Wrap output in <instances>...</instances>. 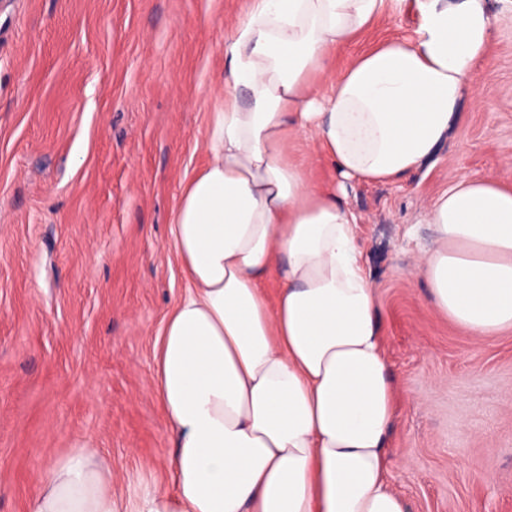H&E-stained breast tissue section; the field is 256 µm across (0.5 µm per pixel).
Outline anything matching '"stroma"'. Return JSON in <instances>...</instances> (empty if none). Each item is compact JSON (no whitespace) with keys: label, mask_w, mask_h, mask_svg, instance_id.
Here are the masks:
<instances>
[{"label":"stroma","mask_w":512,"mask_h":512,"mask_svg":"<svg viewBox=\"0 0 512 512\" xmlns=\"http://www.w3.org/2000/svg\"><path fill=\"white\" fill-rule=\"evenodd\" d=\"M247 0H0V512H30L44 467L92 441L120 475L167 483L155 344L184 279L168 242ZM435 156L356 187L410 512H512V332L474 340L418 274L424 208L464 173L512 183V10ZM386 9L353 52L409 35Z\"/></svg>","instance_id":"obj_1"}]
</instances>
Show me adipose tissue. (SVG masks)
<instances>
[{
	"label": "adipose tissue",
	"instance_id": "ef3b65f1",
	"mask_svg": "<svg viewBox=\"0 0 512 512\" xmlns=\"http://www.w3.org/2000/svg\"><path fill=\"white\" fill-rule=\"evenodd\" d=\"M418 26L337 67L386 0H250L224 38L205 163L169 244L186 288L156 343L171 483L77 443L30 512H409L391 486L396 385L349 189L430 160L496 30L484 0H414ZM331 174L317 182L295 143ZM430 303L475 340L512 330V187L462 175L428 205Z\"/></svg>",
	"mask_w": 512,
	"mask_h": 512
}]
</instances>
